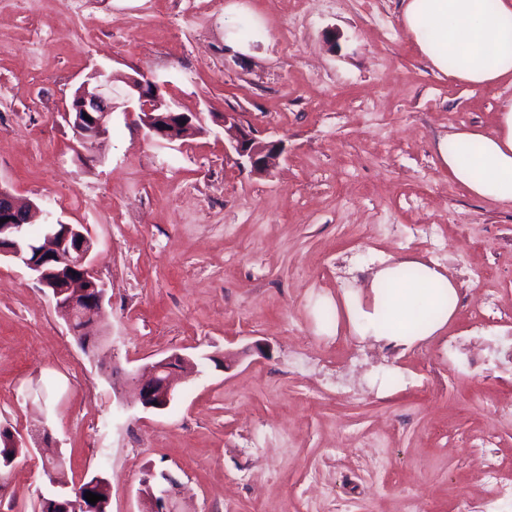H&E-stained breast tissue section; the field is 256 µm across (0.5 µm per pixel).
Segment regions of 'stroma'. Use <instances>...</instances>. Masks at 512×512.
<instances>
[{
  "label": "stroma",
  "mask_w": 512,
  "mask_h": 512,
  "mask_svg": "<svg viewBox=\"0 0 512 512\" xmlns=\"http://www.w3.org/2000/svg\"><path fill=\"white\" fill-rule=\"evenodd\" d=\"M228 8L263 38L229 46ZM99 69L161 82L203 132L160 144L118 93L77 152L63 111ZM509 99L434 70L399 0H0V187L86 225L107 288L91 352L0 260V430L21 449L0 512L54 493L44 445L66 489L108 481L109 512H141L162 471L181 512H462L494 492L482 454L512 480V372L490 361L512 336V202L474 198L434 151ZM227 112L282 143L272 171L225 152ZM405 256L459 282L447 335L404 351L337 329L332 301ZM174 352L195 371L144 409L131 376Z\"/></svg>",
  "instance_id": "35a3bbf8"
}]
</instances>
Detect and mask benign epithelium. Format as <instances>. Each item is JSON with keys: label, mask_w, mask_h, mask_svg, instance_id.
Returning <instances> with one entry per match:
<instances>
[{"label": "benign epithelium", "mask_w": 512, "mask_h": 512, "mask_svg": "<svg viewBox=\"0 0 512 512\" xmlns=\"http://www.w3.org/2000/svg\"><path fill=\"white\" fill-rule=\"evenodd\" d=\"M91 79L94 86H81L65 109L79 150L89 148L108 133L112 92L118 82L125 86L128 112L136 115L138 124L158 142L170 144L202 132L199 117L173 109L162 96L160 84L151 78L99 69ZM217 123L224 128L227 139L224 150H232L254 174L268 172L282 154L280 142L257 137L237 112L224 113ZM36 213V204L0 188V258L16 261L48 290L57 314L83 345L95 336V324L106 297L105 283L90 259L92 241L88 229L83 224L47 223L43 240L32 242L29 226ZM194 369V362L179 352L144 366L132 377L142 407L166 409L174 397L179 373ZM103 485L108 482L100 476L81 484L72 494L52 499L49 512H100V504L88 503L85 492L93 493ZM142 486V512H179L175 502L177 484L168 474L151 473L143 479Z\"/></svg>", "instance_id": "benign-epithelium-1"}]
</instances>
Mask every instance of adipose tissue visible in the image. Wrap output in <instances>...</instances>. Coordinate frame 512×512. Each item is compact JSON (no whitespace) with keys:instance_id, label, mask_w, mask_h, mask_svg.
Here are the masks:
<instances>
[{"instance_id":"obj_1","label":"adipose tissue","mask_w":512,"mask_h":512,"mask_svg":"<svg viewBox=\"0 0 512 512\" xmlns=\"http://www.w3.org/2000/svg\"><path fill=\"white\" fill-rule=\"evenodd\" d=\"M401 20L421 53L443 74L474 86L512 79V0H401ZM442 166L476 198L512 201V101L492 130L465 127L440 138ZM418 272L416 282L403 278ZM459 286L436 263L385 261L365 287L344 292L337 323L353 333L410 348L440 335L454 317Z\"/></svg>"}]
</instances>
